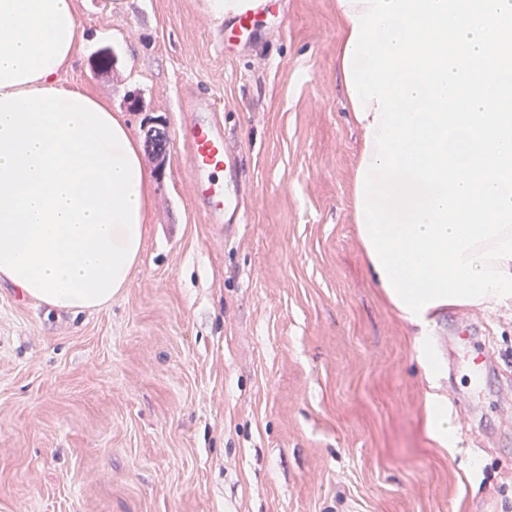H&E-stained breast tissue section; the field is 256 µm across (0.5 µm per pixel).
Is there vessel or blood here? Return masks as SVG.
<instances>
[{
	"instance_id": "obj_1",
	"label": "vessel or blood",
	"mask_w": 512,
	"mask_h": 512,
	"mask_svg": "<svg viewBox=\"0 0 512 512\" xmlns=\"http://www.w3.org/2000/svg\"><path fill=\"white\" fill-rule=\"evenodd\" d=\"M178 140L186 157L192 197L210 224H240L244 210L235 190L239 159L206 97L191 99Z\"/></svg>"
}]
</instances>
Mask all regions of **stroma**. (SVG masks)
Wrapping results in <instances>:
<instances>
[{
    "instance_id": "1",
    "label": "stroma",
    "mask_w": 512,
    "mask_h": 512,
    "mask_svg": "<svg viewBox=\"0 0 512 512\" xmlns=\"http://www.w3.org/2000/svg\"><path fill=\"white\" fill-rule=\"evenodd\" d=\"M219 51L205 0H83L62 76L121 111L150 222L110 306L47 310L0 283V512H512V311L429 329L454 439L428 433L415 326L367 270L360 135L336 0H273ZM205 95L240 151L244 223H205L177 141ZM495 366L474 386L476 337Z\"/></svg>"
}]
</instances>
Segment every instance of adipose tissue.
I'll use <instances>...</instances> for the list:
<instances>
[{"mask_svg": "<svg viewBox=\"0 0 512 512\" xmlns=\"http://www.w3.org/2000/svg\"><path fill=\"white\" fill-rule=\"evenodd\" d=\"M78 3L0 0V281L73 312L127 286L151 196L123 116L61 79Z\"/></svg>", "mask_w": 512, "mask_h": 512, "instance_id": "obj_1", "label": "adipose tissue"}]
</instances>
